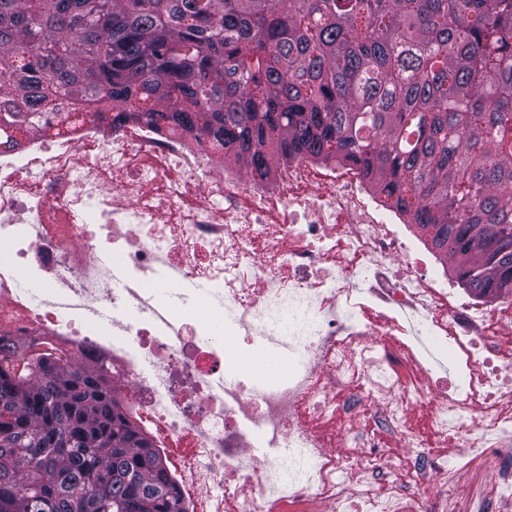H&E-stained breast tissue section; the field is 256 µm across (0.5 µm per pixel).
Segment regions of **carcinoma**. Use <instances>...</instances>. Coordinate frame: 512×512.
<instances>
[{"mask_svg":"<svg viewBox=\"0 0 512 512\" xmlns=\"http://www.w3.org/2000/svg\"><path fill=\"white\" fill-rule=\"evenodd\" d=\"M62 99L262 178L349 164L468 290L512 293V0H0V127ZM111 377L0 338V512H182ZM288 164L287 167H284ZM281 162L280 166L272 172L268 178L270 182H275L279 171L283 168V182L288 185L302 184L309 179L308 168L299 160L292 163Z\"/></svg>","mask_w":512,"mask_h":512,"instance_id":"obj_1","label":"carcinoma"}]
</instances>
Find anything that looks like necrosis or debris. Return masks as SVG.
Listing matches in <instances>:
<instances>
[{"instance_id": "1", "label": "necrosis or debris", "mask_w": 512, "mask_h": 512, "mask_svg": "<svg viewBox=\"0 0 512 512\" xmlns=\"http://www.w3.org/2000/svg\"><path fill=\"white\" fill-rule=\"evenodd\" d=\"M67 110L0 135V337L110 365L155 447L188 449L185 512H512V295L461 297L353 167L282 196L181 130ZM288 305L306 331L271 324ZM249 347L287 375L232 374ZM416 404L467 460L415 433ZM494 476V472L492 468L485 467L475 474L462 475L458 478L452 480V490L454 493L460 498H466L469 496L474 486L483 481L484 483H489L492 481Z\"/></svg>"}]
</instances>
